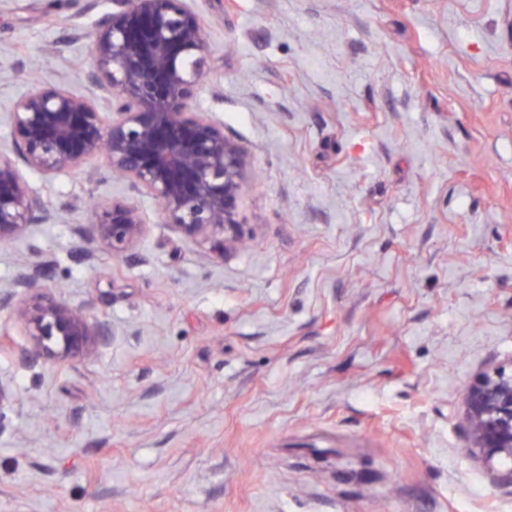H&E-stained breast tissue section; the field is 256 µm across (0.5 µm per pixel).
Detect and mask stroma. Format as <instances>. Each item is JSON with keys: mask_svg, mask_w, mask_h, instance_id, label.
<instances>
[{"mask_svg": "<svg viewBox=\"0 0 512 512\" xmlns=\"http://www.w3.org/2000/svg\"><path fill=\"white\" fill-rule=\"evenodd\" d=\"M197 105L246 161L219 255L162 224L86 257L110 177L24 172L52 215L0 244L111 322L26 361L0 307V512H512L469 449L468 385L512 366V0H190ZM111 0H0V144L31 80L99 101Z\"/></svg>", "mask_w": 512, "mask_h": 512, "instance_id": "1", "label": "stroma"}]
</instances>
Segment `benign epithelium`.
Segmentation results:
<instances>
[{
  "mask_svg": "<svg viewBox=\"0 0 512 512\" xmlns=\"http://www.w3.org/2000/svg\"><path fill=\"white\" fill-rule=\"evenodd\" d=\"M89 40L90 79L106 92L107 107L38 82L15 102L11 141L0 147V243L52 219L21 169L93 178L99 169L89 164L98 160L134 196L94 208L81 228L86 252L123 257L145 233L137 197L146 196L176 234L224 253L236 240L245 158L224 125L195 109L209 46L189 0H112ZM47 277L33 262L0 290V306H13L28 336L24 356L43 364L95 358L114 335L111 324L37 286ZM463 420L471 453L489 467L508 466L503 479L512 483V368L468 387Z\"/></svg>",
  "mask_w": 512,
  "mask_h": 512,
  "instance_id": "7a95c632",
  "label": "benign epithelium"
}]
</instances>
